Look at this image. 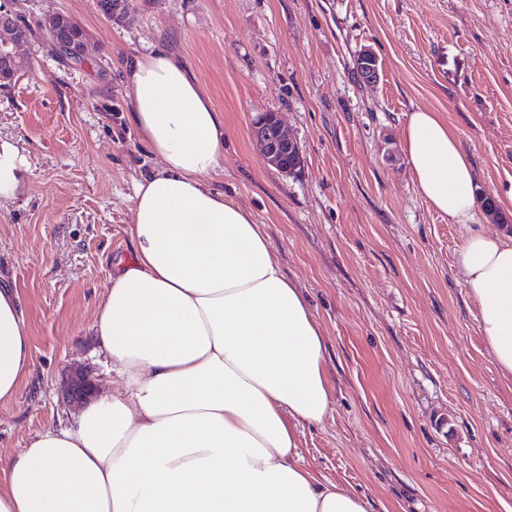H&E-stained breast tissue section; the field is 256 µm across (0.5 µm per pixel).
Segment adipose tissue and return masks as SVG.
<instances>
[{
    "label": "adipose tissue",
    "mask_w": 512,
    "mask_h": 512,
    "mask_svg": "<svg viewBox=\"0 0 512 512\" xmlns=\"http://www.w3.org/2000/svg\"><path fill=\"white\" fill-rule=\"evenodd\" d=\"M125 78L161 166L135 184L132 255L112 260L92 325L112 386L0 459V512H368L305 459L300 433L332 405L325 336L263 225L208 184L223 113L167 51L134 59ZM403 145L418 194L469 228L457 265L512 381V235L474 228L477 174L439 113L412 112ZM29 171L0 139V200ZM32 364L19 295L0 283V402Z\"/></svg>",
    "instance_id": "adipose-tissue-1"
}]
</instances>
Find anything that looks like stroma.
Wrapping results in <instances>:
<instances>
[{
	"label": "stroma",
	"instance_id": "35a3bbf8",
	"mask_svg": "<svg viewBox=\"0 0 512 512\" xmlns=\"http://www.w3.org/2000/svg\"><path fill=\"white\" fill-rule=\"evenodd\" d=\"M31 0L89 37L83 66L44 32L0 87V139L29 157L0 202V278L30 322L34 366L0 402V456L79 413L73 372L106 392L91 327L112 257L130 251L134 183L160 165L130 119L124 64L171 52L224 114L210 186L252 211L327 343L332 410L301 436L308 464L369 512H512V387L495 366L455 258L467 230L418 195L403 147L410 112L440 113L469 152L476 221L512 232V0ZM379 59L361 82L362 49ZM279 113L300 169L265 165L253 118Z\"/></svg>",
	"mask_w": 512,
	"mask_h": 512
}]
</instances>
